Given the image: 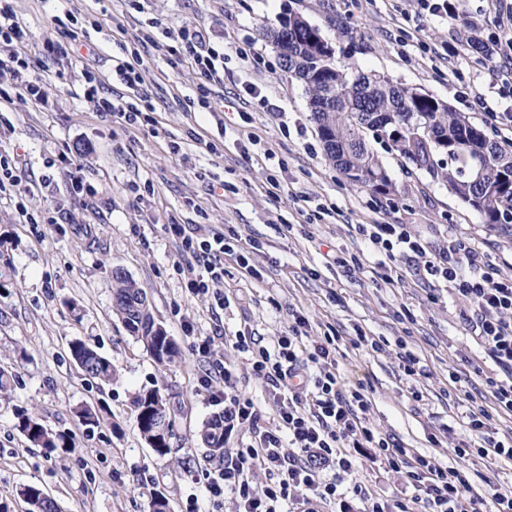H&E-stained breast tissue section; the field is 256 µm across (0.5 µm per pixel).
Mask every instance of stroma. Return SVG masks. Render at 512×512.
Listing matches in <instances>:
<instances>
[{
  "mask_svg": "<svg viewBox=\"0 0 512 512\" xmlns=\"http://www.w3.org/2000/svg\"><path fill=\"white\" fill-rule=\"evenodd\" d=\"M452 17L424 14L418 0H14L19 21L32 40L25 51L54 100L52 111L19 99H0V156L9 159L26 193L0 192V367L13 371L8 397L0 399V503L25 512L16 489L39 485L61 512H152L162 494L169 512H184L200 499L223 460L211 456L199 431L223 411L199 384L206 365L201 340L234 365L241 396L265 407L266 389L251 378L248 356L233 349L232 336H257L273 343L295 316L307 320L312 341L325 332L340 336L336 359L349 381L371 386L368 418L406 447L433 454L447 466L460 463L455 448L471 441L461 415L463 393L481 385L472 366L484 354L459 318L460 303L450 285L429 276L420 259L398 257L404 279L389 284L357 231L361 224H403L432 248L456 236L512 260V240L490 233L480 216L451 194L444 179L405 166L381 140L371 146L385 163L397 190L388 197L353 188L328 160L311 122L302 85L281 69L266 27L289 12L316 24L336 48V56L362 72L387 74L470 116L472 123L506 149L512 133L497 130L486 112L475 109L476 93L487 94L492 73L480 55L461 51L463 23L479 26L483 40L502 32L496 25L498 0H449ZM94 24L84 57L99 71L113 95L145 94L153 106L154 131H146L92 112L80 98L79 74L69 60L40 53L44 38H60L66 14ZM175 32L193 25L228 60L223 82L214 84L219 117L183 111L199 77L170 52L141 46L149 24ZM423 24L428 43L448 45L452 60L431 57L410 40ZM138 48V90L112 76V57L120 45ZM250 47L242 59L236 48ZM255 85L278 106L270 112L245 88ZM215 143L217 152L206 151ZM285 162L287 180L269 188L264 160L251 156L253 143ZM80 165L85 191L74 194L69 171ZM40 216L25 223L16 205ZM334 207L326 222H308L318 205ZM205 223L233 240L257 242L250 270L225 257L224 308L212 298L194 297L177 267L178 243L166 231L172 223ZM358 257L364 265L348 271L339 260ZM121 269L147 293L155 319L181 349L171 365L159 366L112 314V272ZM80 315H73L70 304ZM382 341L378 352L355 349L357 332ZM90 340L110 359L117 376L100 386L85 379L71 358L72 339ZM421 359L426 371L413 401L398 369L397 341ZM162 387L174 412L170 452L160 457L141 438L132 402L143 391ZM105 402L111 424L83 426L76 407ZM39 413L54 431L68 434L74 447L45 455L15 428L14 410Z\"/></svg>",
  "mask_w": 512,
  "mask_h": 512,
  "instance_id": "35a3bbf8",
  "label": "stroma"
}]
</instances>
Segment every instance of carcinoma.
Here are the masks:
<instances>
[{
  "instance_id": "carcinoma-1",
  "label": "carcinoma",
  "mask_w": 512,
  "mask_h": 512,
  "mask_svg": "<svg viewBox=\"0 0 512 512\" xmlns=\"http://www.w3.org/2000/svg\"><path fill=\"white\" fill-rule=\"evenodd\" d=\"M266 32L283 70L308 94L310 119L328 159L351 185L381 195L396 191L367 134L386 138L407 163L433 177L446 178L448 190L480 214L490 231L512 238V151L443 101L395 83L383 73L352 70L336 57L335 47L321 29L300 13H289ZM445 157L455 164L446 173ZM112 281L116 317L158 364L174 362L180 354L176 342L150 309L136 307L145 291L120 269L113 270ZM69 350L82 376L104 385L112 382L116 375L112 362L92 344L75 339ZM133 406L136 427L146 441L156 419L171 416L170 399L158 387L138 394ZM76 414L88 428L112 417L102 402L81 406ZM14 417L19 433L45 454L71 449V438L53 432L37 412L20 407ZM200 436L211 455L223 456L224 414L209 418ZM17 495L28 505V512H59L56 501L36 484L19 486Z\"/></svg>"
}]
</instances>
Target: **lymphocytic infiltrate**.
Instances as JSON below:
<instances>
[{
    "instance_id": "1",
    "label": "lymphocytic infiltrate",
    "mask_w": 512,
    "mask_h": 512,
    "mask_svg": "<svg viewBox=\"0 0 512 512\" xmlns=\"http://www.w3.org/2000/svg\"><path fill=\"white\" fill-rule=\"evenodd\" d=\"M27 40V28L8 0H0V72L16 79L14 89L0 88V98L15 91L48 111L54 103L22 51ZM176 42V54L202 80L198 105L210 110L209 85L221 79L224 54L194 28H182ZM82 78L83 98L95 112L131 126L153 125V117L136 103L103 92L91 67H84ZM167 231L179 243L184 259L179 272L192 295L208 294L213 285L223 282L225 256L235 255L241 268L249 266L247 253L234 251L224 234L199 227L190 230L182 224L168 225ZM358 231L387 260L399 255L424 259L427 273L451 283L453 295L464 302V324L494 365L489 374L475 367L483 401L470 405L465 414L468 429L480 436L479 444L458 446L456 452L464 463L448 468L435 456L415 453L381 433L367 417L371 406L367 385L347 383L338 370L337 337L308 343L299 318L269 347L251 336L232 339L234 349L248 354L252 376L267 391L274 428L261 426V409L238 396L236 368L215 358L212 371L201 378L213 397L224 400L225 431L245 423L251 435L250 443L225 459L211 477L206 486L210 501L232 495L235 512H512V490L477 492L485 476L469 465L473 457L512 459V441L489 433L495 417L512 416V271H505L503 262L464 239L449 238L446 249L433 253L424 239L400 224H362ZM362 456L399 474L405 486L415 489V496H384L358 483L344 490L343 482L355 473ZM257 466L267 477L260 492L252 485ZM326 471L332 472V479H323Z\"/></svg>"
}]
</instances>
